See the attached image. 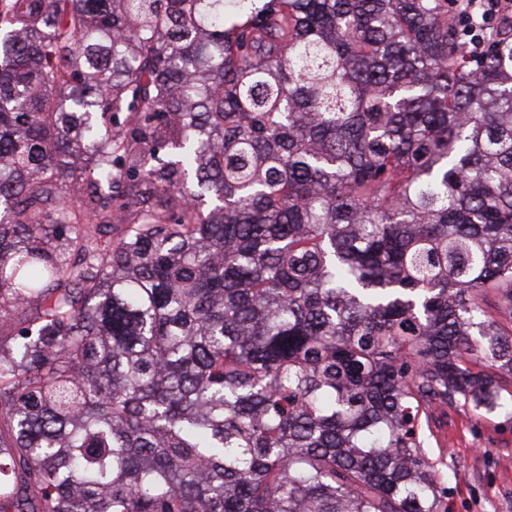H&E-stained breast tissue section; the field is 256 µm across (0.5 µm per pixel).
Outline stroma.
<instances>
[{
	"label": "stroma",
	"mask_w": 512,
	"mask_h": 512,
	"mask_svg": "<svg viewBox=\"0 0 512 512\" xmlns=\"http://www.w3.org/2000/svg\"><path fill=\"white\" fill-rule=\"evenodd\" d=\"M448 474V512H512V412L484 417L448 406L423 428Z\"/></svg>",
	"instance_id": "35a3bbf8"
}]
</instances>
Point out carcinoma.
<instances>
[{"label": "carcinoma", "instance_id": "cac0c4a2", "mask_svg": "<svg viewBox=\"0 0 512 512\" xmlns=\"http://www.w3.org/2000/svg\"><path fill=\"white\" fill-rule=\"evenodd\" d=\"M0 512H448L512 391V30L448 0H0ZM421 433L427 455L447 464L448 512H512L509 410L477 417L444 407Z\"/></svg>", "mask_w": 512, "mask_h": 512}]
</instances>
